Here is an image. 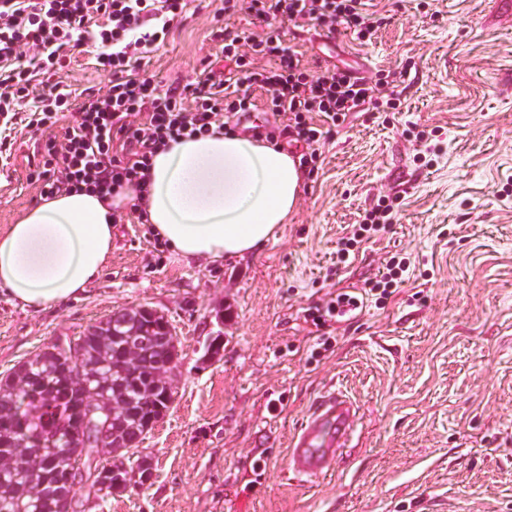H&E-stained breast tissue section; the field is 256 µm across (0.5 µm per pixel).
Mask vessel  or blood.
Segmentation results:
<instances>
[{
    "instance_id": "obj_1",
    "label": "vessel or blood",
    "mask_w": 512,
    "mask_h": 512,
    "mask_svg": "<svg viewBox=\"0 0 512 512\" xmlns=\"http://www.w3.org/2000/svg\"><path fill=\"white\" fill-rule=\"evenodd\" d=\"M355 414L347 395L336 389L325 390L313 402L293 437L289 470L309 481L333 469L339 461L338 451L354 440Z\"/></svg>"
}]
</instances>
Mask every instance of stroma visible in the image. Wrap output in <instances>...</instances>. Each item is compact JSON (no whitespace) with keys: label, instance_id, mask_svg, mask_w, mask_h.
Masks as SVG:
<instances>
[{"label":"stroma","instance_id":"stroma-1","mask_svg":"<svg viewBox=\"0 0 512 512\" xmlns=\"http://www.w3.org/2000/svg\"><path fill=\"white\" fill-rule=\"evenodd\" d=\"M366 4L382 20L367 44L286 32L309 67L349 68L382 102L320 142L322 167L274 239L231 260H179L127 207L79 298L34 312L0 296V374L119 307H151L175 329L172 401L136 450L153 476L83 496L85 512H512V0ZM226 26L258 23L225 17L224 0H188L149 73L166 87L205 61L223 67ZM64 81L102 89L109 76L81 46ZM38 139L16 133L0 156V230L41 198L27 178ZM385 198L390 224L337 263ZM390 259L403 282L380 299L369 288ZM343 290L363 297L357 317L314 324L310 307ZM332 386L358 410L355 446L304 482L288 470L289 438Z\"/></svg>","mask_w":512,"mask_h":512}]
</instances>
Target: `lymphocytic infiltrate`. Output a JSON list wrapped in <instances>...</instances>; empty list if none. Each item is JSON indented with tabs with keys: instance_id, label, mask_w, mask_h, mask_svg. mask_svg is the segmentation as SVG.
<instances>
[{
	"instance_id": "obj_1",
	"label": "lymphocytic infiltrate",
	"mask_w": 512,
	"mask_h": 512,
	"mask_svg": "<svg viewBox=\"0 0 512 512\" xmlns=\"http://www.w3.org/2000/svg\"><path fill=\"white\" fill-rule=\"evenodd\" d=\"M186 0H0V118L46 132L29 167L40 193L86 189L106 196L145 186L150 160L182 137L224 127L265 109L286 118L315 167L314 146L362 106H378L377 88L337 66L311 70L287 46L285 25L343 29L360 42L380 23L364 0H224L232 15L247 11L260 32L224 30V70L203 65L193 81L161 87L146 64L164 45ZM88 40L111 76L106 88L74 99L63 80L72 50ZM264 90L257 103L255 90Z\"/></svg>"
}]
</instances>
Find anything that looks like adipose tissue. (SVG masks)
Returning <instances> with one entry per match:
<instances>
[{
  "label": "adipose tissue",
  "mask_w": 512,
  "mask_h": 512,
  "mask_svg": "<svg viewBox=\"0 0 512 512\" xmlns=\"http://www.w3.org/2000/svg\"><path fill=\"white\" fill-rule=\"evenodd\" d=\"M144 223L183 259L255 251L287 223L303 188L281 146L224 130L169 143L151 159ZM63 191L0 231V294L38 311L77 297L112 257V215L135 198Z\"/></svg>",
  "instance_id": "1"
}]
</instances>
